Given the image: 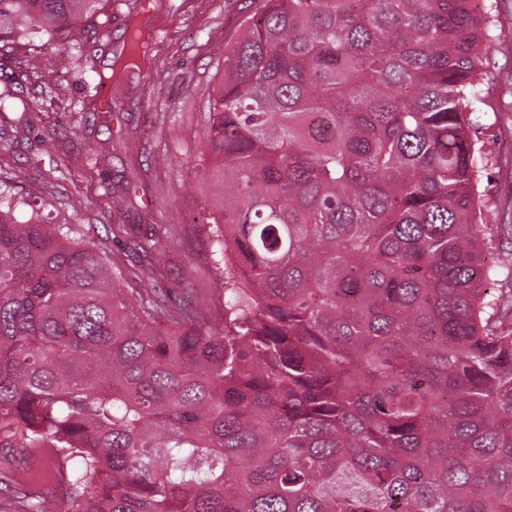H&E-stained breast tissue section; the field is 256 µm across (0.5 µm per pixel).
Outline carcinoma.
<instances>
[{
	"instance_id": "cac0c4a2",
	"label": "carcinoma",
	"mask_w": 512,
	"mask_h": 512,
	"mask_svg": "<svg viewBox=\"0 0 512 512\" xmlns=\"http://www.w3.org/2000/svg\"><path fill=\"white\" fill-rule=\"evenodd\" d=\"M101 0H0V51ZM491 0H264L224 47L201 166L220 304L140 292L0 184L8 512H512V261L477 131ZM0 84L14 129L59 99Z\"/></svg>"
}]
</instances>
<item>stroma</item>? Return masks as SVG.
<instances>
[{"label": "stroma", "instance_id": "stroma-1", "mask_svg": "<svg viewBox=\"0 0 512 512\" xmlns=\"http://www.w3.org/2000/svg\"><path fill=\"white\" fill-rule=\"evenodd\" d=\"M138 0H104L97 14L84 19L86 48L95 72L114 69L128 53L129 12ZM146 17L152 37L146 63L114 69L120 89L112 99L111 126L96 123L88 100L95 72L81 71L67 44L41 50L45 67L62 89L58 109L30 135L0 138V177L22 198L51 202L57 224H72L122 261L126 285L150 287L164 281L175 293L191 290L194 304L212 305L207 290L213 247L204 219L210 183L201 177L198 157L204 148L207 91L223 66L216 47L237 35L243 15L259 12L262 0H149ZM494 26L486 46L492 79L486 97L488 119L477 136L489 158L485 189L496 221L512 225V0H493ZM56 140L58 156L48 157L42 143ZM111 142L97 167L87 165L90 148ZM133 185L120 209L109 192L117 178ZM70 193L88 205L74 213ZM162 234L161 258L143 260L136 244Z\"/></svg>", "mask_w": 512, "mask_h": 512}]
</instances>
